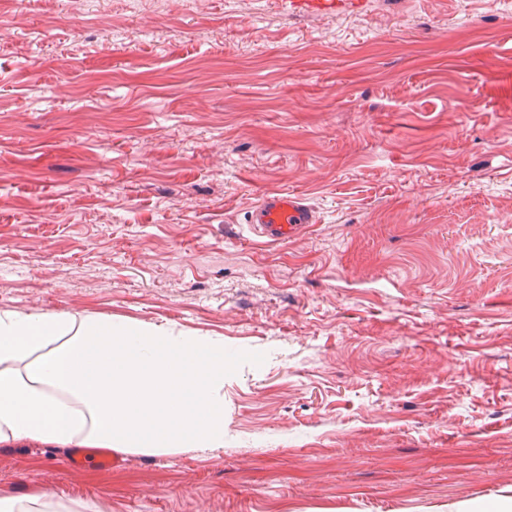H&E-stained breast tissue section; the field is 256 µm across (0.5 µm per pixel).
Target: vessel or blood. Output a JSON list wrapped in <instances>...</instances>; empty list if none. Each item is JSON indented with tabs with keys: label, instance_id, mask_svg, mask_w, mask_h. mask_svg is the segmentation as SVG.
Wrapping results in <instances>:
<instances>
[{
	"label": "vessel or blood",
	"instance_id": "vessel-or-blood-1",
	"mask_svg": "<svg viewBox=\"0 0 512 512\" xmlns=\"http://www.w3.org/2000/svg\"><path fill=\"white\" fill-rule=\"evenodd\" d=\"M291 6L308 13H327L357 8L360 0H290ZM317 222L314 211L305 199L295 193L275 191L267 193L249 214L252 234L266 243H285L300 237ZM101 468H112L118 459L107 448H75L63 464L70 469L83 468L87 463Z\"/></svg>",
	"mask_w": 512,
	"mask_h": 512
}]
</instances>
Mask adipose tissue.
Instances as JSON below:
<instances>
[{
    "label": "adipose tissue",
    "instance_id": "obj_1",
    "mask_svg": "<svg viewBox=\"0 0 512 512\" xmlns=\"http://www.w3.org/2000/svg\"><path fill=\"white\" fill-rule=\"evenodd\" d=\"M224 344L67 312L0 314V444L169 454L224 445Z\"/></svg>",
    "mask_w": 512,
    "mask_h": 512
}]
</instances>
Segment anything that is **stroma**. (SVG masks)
<instances>
[{
    "instance_id": "stroma-1",
    "label": "stroma",
    "mask_w": 512,
    "mask_h": 512,
    "mask_svg": "<svg viewBox=\"0 0 512 512\" xmlns=\"http://www.w3.org/2000/svg\"><path fill=\"white\" fill-rule=\"evenodd\" d=\"M270 191L318 222L252 241ZM0 312L224 342V446L0 498L80 512L512 500V0H0ZM294 8L301 9L308 13H327L338 10L357 8L359 0H290Z\"/></svg>"
}]
</instances>
